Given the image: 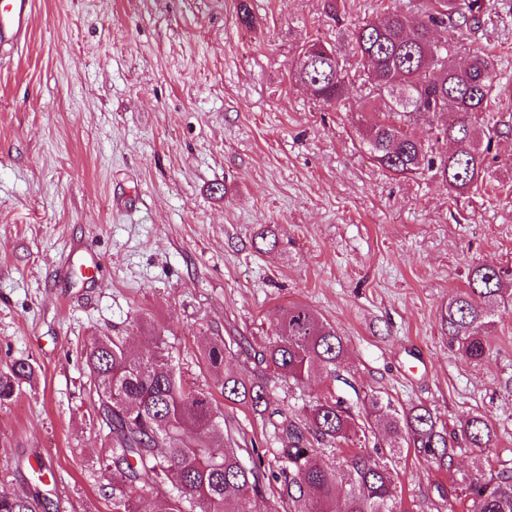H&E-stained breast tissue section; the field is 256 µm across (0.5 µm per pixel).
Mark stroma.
Here are the masks:
<instances>
[{"mask_svg": "<svg viewBox=\"0 0 512 512\" xmlns=\"http://www.w3.org/2000/svg\"><path fill=\"white\" fill-rule=\"evenodd\" d=\"M248 2L250 26L239 0H35L26 40L0 59V370H37L0 404V494L112 512L84 366L94 338L127 337L142 357L165 341L183 379L217 395L200 345L220 336L227 370L266 380L300 424L330 390L357 412L374 395L426 406L450 431L483 416L490 446L462 445L448 467L380 432L366 441L405 512H467L465 478L512 470V303L477 361L440 314L473 266L512 271V0L450 34L458 61L493 58L500 90L489 174L464 195L373 162L360 132L384 106L355 56L341 105L291 79L304 42L346 45L358 21L416 16L419 0H338L337 26L324 0ZM265 224L272 251L258 248ZM89 250L102 260L91 275ZM293 302L343 336L340 379L296 386L255 358ZM221 407L239 446L276 470L271 419Z\"/></svg>", "mask_w": 512, "mask_h": 512, "instance_id": "obj_1", "label": "stroma"}]
</instances>
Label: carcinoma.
I'll use <instances>...</instances> for the list:
<instances>
[{
	"label": "carcinoma",
	"mask_w": 512,
	"mask_h": 512,
	"mask_svg": "<svg viewBox=\"0 0 512 512\" xmlns=\"http://www.w3.org/2000/svg\"><path fill=\"white\" fill-rule=\"evenodd\" d=\"M491 0H429L422 16L413 19L394 10L378 21H365L350 33L353 55L367 76L369 92L387 103V115L367 127L363 142L381 168L406 177L428 171L461 194L478 187L487 175L485 154L497 125L485 124L483 114L497 95L494 61L476 54L457 65L456 42L448 29L474 26L490 15ZM308 62H295L292 77L316 99L339 104L348 85V70L336 45ZM452 115L437 129L435 142L424 143L411 132L418 120L438 113ZM451 143L441 151L438 143ZM504 272L474 266L467 290L448 301L440 314L441 330L458 344L467 359L477 361L488 345L485 330L491 308L504 298ZM201 354L212 367L224 368V341L207 337ZM346 343L330 324L303 303H291L275 325V339L257 352L258 361L295 385L315 375L336 377L345 358ZM86 367L98 397V414L108 430L112 454L105 469L112 476V512H141L138 492L168 484L176 493L164 494L153 512H257L262 497L261 461H245L231 435L224 434V412L214 394L184 384L164 352L140 359L132 356L122 337L101 336L86 354ZM31 363L19 360L0 372V403L10 400L20 384L33 378ZM221 394L227 401L251 406L278 417L279 477L294 512H401L386 465L362 448L323 465L314 445L348 443L357 435L355 416L341 397H319L309 407L307 422L298 424L280 408H270L266 387L224 373ZM368 424L406 436L408 444L444 462L448 432L423 405L400 411L380 397L364 406ZM462 437L476 448L488 447L492 429L482 417L469 418ZM470 512H512V473L469 482ZM0 512H35L24 497L0 495Z\"/></svg>",
	"instance_id": "cac0c4a2"
}]
</instances>
